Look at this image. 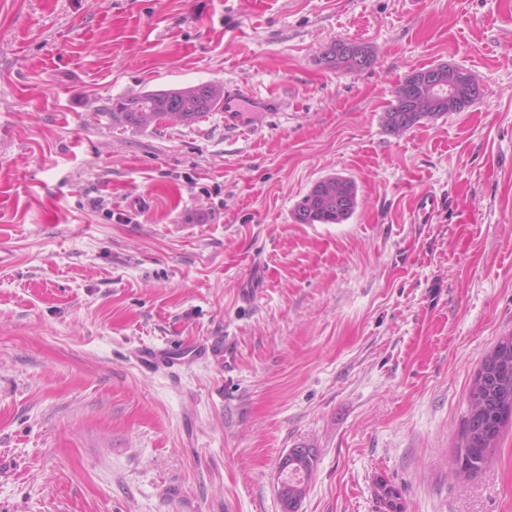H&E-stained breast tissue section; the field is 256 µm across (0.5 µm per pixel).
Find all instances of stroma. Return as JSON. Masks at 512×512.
I'll list each match as a JSON object with an SVG mask.
<instances>
[{
	"mask_svg": "<svg viewBox=\"0 0 512 512\" xmlns=\"http://www.w3.org/2000/svg\"><path fill=\"white\" fill-rule=\"evenodd\" d=\"M340 40L371 65L329 63ZM444 65L480 99L387 130ZM202 84L244 130L103 112ZM334 175L352 216L296 223ZM0 248V512H280L296 447L300 512H382L380 480L402 512H512V427L450 476L512 334V0H0ZM220 336L228 372L135 359ZM410 78V76L407 77L397 87L394 97L395 103H392L389 110L383 116L386 127L397 133L413 128L422 120L436 118L448 112V109L432 112L426 100V94L419 85H415L411 91H408L406 85ZM412 99L417 100L419 105H413L411 112H402L406 108L407 103H412ZM399 116H401L400 119L398 118ZM404 116L406 119H404ZM309 455L310 457L308 456V454L300 453V455L297 458L298 464L294 466L295 469L293 471L288 472L289 475L287 477L289 488L297 487L300 485H304L306 487V490L303 492L304 497L306 495L308 487L307 480L313 471L315 461L311 449L309 451Z\"/></svg>",
	"mask_w": 512,
	"mask_h": 512,
	"instance_id": "35a3bbf8",
	"label": "stroma"
}]
</instances>
